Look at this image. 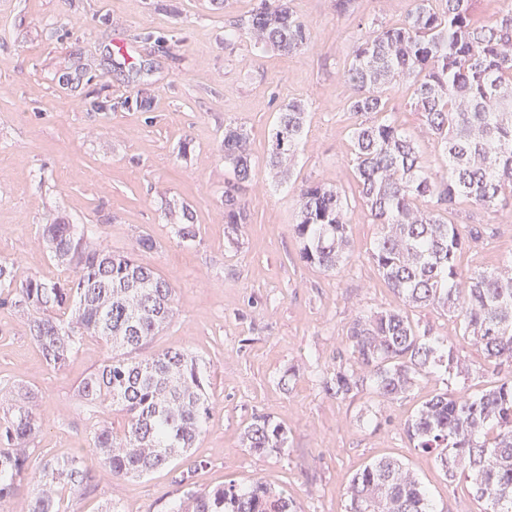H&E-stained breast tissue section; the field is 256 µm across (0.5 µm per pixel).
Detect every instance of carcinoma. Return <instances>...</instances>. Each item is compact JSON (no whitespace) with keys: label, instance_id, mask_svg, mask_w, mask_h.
I'll return each mask as SVG.
<instances>
[{"label":"carcinoma","instance_id":"cac0c4a2","mask_svg":"<svg viewBox=\"0 0 512 512\" xmlns=\"http://www.w3.org/2000/svg\"><path fill=\"white\" fill-rule=\"evenodd\" d=\"M473 0H412L404 20L371 30L345 66L354 94L347 110L363 121L350 132L354 178L371 223L379 226L371 259L385 283L408 304L455 318L461 336L480 343L498 367H512V264L463 271L458 254L477 239L451 221L467 203L492 213L512 206V3L486 24L472 19ZM234 33L255 45L292 54L309 30L282 0H259ZM396 82L413 87L425 132L448 157L439 174L425 165L413 135L387 116L384 93ZM307 106L292 100L269 133V167L291 176ZM224 163L235 182L224 190V223H247L239 194L252 179L247 134L224 129ZM291 225L300 258L334 272L350 247L346 195L318 181L303 183ZM50 259L74 276L53 282L19 278L0 262V292L15 298L48 366L63 367L80 340L94 336L112 357L78 388L90 406L122 411L118 433L98 422L89 447L111 478L142 476L185 455L214 407L202 360L181 350L139 359V351L174 314V289L133 254L114 250L87 226H44ZM350 357L323 383L344 399L369 385L380 403L408 392L418 377L465 372L454 346L429 337L396 309L363 314L347 333ZM35 394L23 385L0 389V504L32 487L28 512H68L70 498L98 484L80 457L30 466L39 429ZM414 447L435 458L444 475L469 479L482 512H512V376L475 396L443 391L408 421ZM256 452L284 447L283 426L256 415L244 432ZM175 512H299L283 489L251 480L212 490L188 486ZM346 512H434L427 492L401 462L381 458L356 472L346 489Z\"/></svg>","mask_w":512,"mask_h":512}]
</instances>
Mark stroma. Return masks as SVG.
Segmentation results:
<instances>
[{"instance_id":"stroma-1","label":"stroma","mask_w":512,"mask_h":512,"mask_svg":"<svg viewBox=\"0 0 512 512\" xmlns=\"http://www.w3.org/2000/svg\"><path fill=\"white\" fill-rule=\"evenodd\" d=\"M258 0H0V260L19 273L54 281L65 267L41 242L53 220L93 225L98 240L134 253L175 290L172 323L142 356L187 350L207 365L213 417L191 454L143 477L115 479L72 498L69 512H173L183 472L196 487L262 479L281 488L301 512H345L352 475L383 457L406 463L426 486L435 512H480L466 478L448 481L433 456L415 450L405 421L434 394L472 395L492 381L480 344L430 307L408 314L434 338L453 345L465 377L420 378L404 397L379 404L364 391L338 400L323 390L349 356L346 331L359 314L403 307L370 253L378 228L365 216L355 183L347 110L353 93L343 70L371 23L394 24L409 0H289L311 33L308 47L282 55L255 48L232 26ZM125 52H118L117 43ZM412 91L390 88L389 117L417 135L431 169L446 158L422 132ZM304 100L307 124L295 181L344 190L352 206L351 250L336 272L299 259L291 232L296 194L267 165L269 129L281 105ZM249 135L255 177L243 197L249 215L237 243L224 236V127ZM186 207L197 228L181 240L170 208ZM458 223L481 237L459 257L463 269L512 262V212L490 220L466 205ZM159 247L136 250L139 235ZM87 336L62 368L46 365L23 315L0 305V385L19 380L36 394L40 429L33 461L81 456L99 421L123 429L122 412L98 413L78 396L81 381L110 356ZM288 431L276 451L245 448L256 415Z\"/></svg>"}]
</instances>
